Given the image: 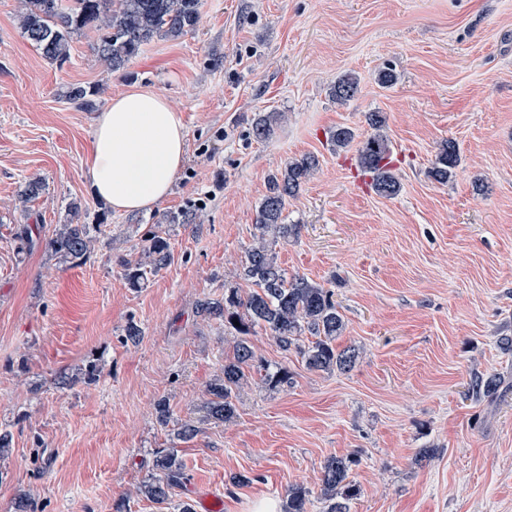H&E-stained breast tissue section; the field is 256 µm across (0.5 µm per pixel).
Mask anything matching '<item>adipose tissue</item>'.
Here are the masks:
<instances>
[{
  "label": "adipose tissue",
  "mask_w": 512,
  "mask_h": 512,
  "mask_svg": "<svg viewBox=\"0 0 512 512\" xmlns=\"http://www.w3.org/2000/svg\"><path fill=\"white\" fill-rule=\"evenodd\" d=\"M185 150L184 126L170 102L130 89L113 97L97 119L87 185L113 211L147 209L170 193Z\"/></svg>",
  "instance_id": "adipose-tissue-1"
}]
</instances>
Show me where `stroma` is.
Segmentation results:
<instances>
[{"label":"stroma","mask_w":512,"mask_h":512,"mask_svg":"<svg viewBox=\"0 0 512 512\" xmlns=\"http://www.w3.org/2000/svg\"><path fill=\"white\" fill-rule=\"evenodd\" d=\"M19 10L0 0V428L11 434L0 512L22 496L36 512H175L205 491L223 512H253L263 499L285 507L296 484L310 512H326L324 462L352 454L350 512H512V351L499 344L512 336V0H203L195 31L155 38L117 73L88 36L64 67L49 64ZM384 68L392 86L377 82ZM344 74L359 92L341 104ZM73 84L96 88L99 107L151 90L180 114L184 164L152 209L116 213L90 193L98 114L66 101ZM271 112L272 134L255 139L254 115ZM370 112L386 118L391 198L373 191L355 146L330 140L339 127L363 139ZM449 139L461 161L441 184L429 172ZM308 154L319 166L285 210L297 232L272 250L288 276L332 291L345 321L336 345L357 359L313 371L257 330V356L291 382L246 370L234 418L214 420L206 390L237 336L197 306L252 291L243 266L268 178ZM33 178L45 190L22 202ZM196 203V223H171ZM73 221L100 227L80 264L43 245ZM23 224L40 246L18 239ZM152 232L173 261L131 287L118 261L141 258ZM90 366L96 381L60 385ZM477 373L504 377L492 400L468 397ZM184 421L198 433L174 443ZM173 445L185 481L160 504L140 488ZM422 448L437 454L419 460ZM236 473L250 483L233 485Z\"/></svg>","instance_id":"1"}]
</instances>
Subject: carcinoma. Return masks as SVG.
<instances>
[{
	"mask_svg": "<svg viewBox=\"0 0 512 512\" xmlns=\"http://www.w3.org/2000/svg\"><path fill=\"white\" fill-rule=\"evenodd\" d=\"M201 4L202 0H21V29L38 53L59 68L70 60L74 37L90 33L97 58L117 72L125 69L153 38H177L193 30L200 20ZM357 92L358 81L351 75L340 77L334 86V96L339 102L350 100ZM96 95L95 88L81 85L70 86L65 93L68 102L86 111L96 108ZM276 120L273 115L255 119L254 138H267ZM366 121L371 133L358 143L359 166L372 175V188L377 194L394 196L400 183L392 173L391 142L383 133L386 118L380 112H370ZM458 163L459 147L448 139L436 157L431 175L435 181L445 184ZM317 165L315 156L305 155L268 179V193L259 207V242L248 249L243 267L245 278L255 289L245 298L232 289L220 300L199 303L202 315L224 322L225 327L239 336L233 360L224 363L223 376L207 389L209 399L205 409L215 420L226 422L235 416L234 397L244 368L256 361L249 336L257 327L268 331L284 351L296 345L297 336L303 331L310 332L316 341L301 354L311 370L345 372L355 362L354 349H339L335 344L344 329V320L332 292L304 277H288L266 244L268 235L286 240L295 234L296 225L285 223L286 204ZM44 190L41 180L31 179L20 190V199L28 202ZM97 228L96 224H64L46 241V248L65 262L82 263L90 253ZM146 242L144 258L134 262L119 260L124 277L135 288L172 261L167 238L153 232ZM499 385L500 380L494 375L476 374L471 380L472 393L478 397L495 393ZM356 463L352 455L331 456L326 460L322 495L329 501L327 512H350L349 503L356 495V488L349 475ZM154 465L158 474L144 485L142 493L157 503H165L184 480L183 463L176 446L157 451ZM309 503V491L304 487L288 489L286 512H308Z\"/></svg>",
	"mask_w": 512,
	"mask_h": 512,
	"instance_id": "1",
	"label": "carcinoma"
}]
</instances>
